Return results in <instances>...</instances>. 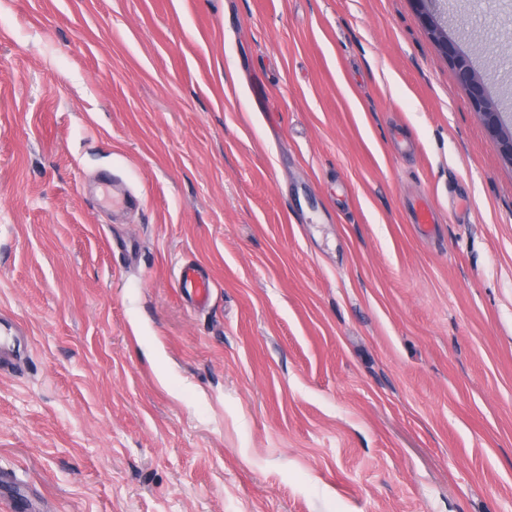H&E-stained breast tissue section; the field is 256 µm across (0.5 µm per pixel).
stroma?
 Listing matches in <instances>:
<instances>
[{"label":"stroma","mask_w":512,"mask_h":512,"mask_svg":"<svg viewBox=\"0 0 512 512\" xmlns=\"http://www.w3.org/2000/svg\"><path fill=\"white\" fill-rule=\"evenodd\" d=\"M1 337L27 512H512V166L413 0H0ZM178 288L198 307H205L212 293L213 284L196 263L181 266L177 277Z\"/></svg>","instance_id":"35a3bbf8"}]
</instances>
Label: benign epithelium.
I'll return each mask as SVG.
<instances>
[{"label": "benign epithelium", "mask_w": 512, "mask_h": 512, "mask_svg": "<svg viewBox=\"0 0 512 512\" xmlns=\"http://www.w3.org/2000/svg\"><path fill=\"white\" fill-rule=\"evenodd\" d=\"M424 23L431 29L442 51L452 62L457 83L463 87L472 104L473 110L481 117L488 132L498 141L502 157L512 165V129L504 126L502 115L489 98L484 80L477 73L470 56L462 52L460 45L448 37V33L437 21L431 5L436 0H414Z\"/></svg>", "instance_id": "1"}]
</instances>
